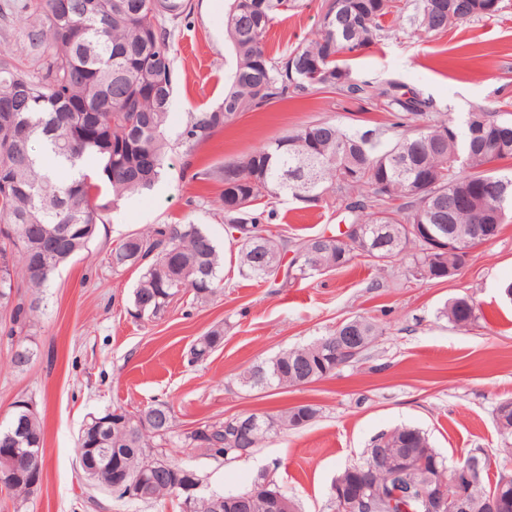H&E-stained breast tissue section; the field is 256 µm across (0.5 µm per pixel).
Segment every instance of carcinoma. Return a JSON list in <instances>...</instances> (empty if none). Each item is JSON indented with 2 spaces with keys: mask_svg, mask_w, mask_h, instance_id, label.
I'll use <instances>...</instances> for the list:
<instances>
[{
  "mask_svg": "<svg viewBox=\"0 0 512 512\" xmlns=\"http://www.w3.org/2000/svg\"><path fill=\"white\" fill-rule=\"evenodd\" d=\"M26 0L21 6L28 22L25 39L41 59V73L8 62L0 64V301L9 300L22 282L37 295L58 268L83 251L106 223L121 199L151 189L162 177L169 142L166 126L174 93V68L169 50L171 30L162 19H186L192 0ZM225 34L230 67L224 98L214 109L189 113L181 133L188 147L253 112L288 98L318 90L353 95L366 89L350 82L348 61L359 55L392 25L415 34L439 35L474 18L493 16L501 0H454L458 19L437 8L438 0H345L336 11L324 0L318 34L277 57L264 44L270 26L300 0H225ZM373 106L395 114L394 141L384 143L366 132L345 129L330 121L300 126L264 143L218 171L223 184L218 197L228 232L247 224L252 230L238 239L242 275L260 282L277 280L281 260L293 253V272H285L280 287L315 272L346 267L356 257L384 268L409 259L408 271L418 279L457 275L465 255L436 251L429 236L444 241L457 234L472 249L495 238L512 219V176L499 173L496 163L512 159V121L492 109L479 108L459 125L417 94L383 90L369 96ZM93 171H86L88 161ZM314 196L312 204L343 209L349 223L382 228L387 247L366 242L334 243L318 234L290 248L292 240L265 228L266 206ZM464 196L471 205L448 210V198ZM480 211L489 238L465 235ZM266 237H261V234ZM112 269L137 266L141 276L133 293L135 316L157 318L179 295L191 293L202 304L224 288V248L202 225L160 224L128 235L112 249ZM469 296L453 299L443 316L465 329L476 319ZM331 332L311 345L285 351L245 372L250 387L288 388L303 385L314 373L318 381L336 369L325 361L323 347ZM224 341V329L214 328L192 347V359L207 357ZM127 415L121 407L112 416L90 418L78 438L79 463L99 469L94 484L108 491L125 478L129 463L150 467L155 448H207L206 455L235 459L237 448L255 449L265 439L294 429L295 419L312 421L316 409L296 405L266 414L276 427L236 434L229 420L177 430L171 408L156 402L137 412L148 426L132 421L119 429L114 422ZM44 430L37 412L25 406L0 425V476L16 475L6 490L12 498L35 492L28 481L41 469ZM375 448H428L425 434L400 427L378 437ZM373 452L345 468L340 478L368 485L374 501L385 508L397 486L409 491L412 512H418V489L429 480L450 482L464 462L438 456L437 469L417 468L403 476L370 469ZM155 476L151 490L139 501L157 502L179 492L181 465ZM508 496L512 512V474L499 472L473 487L481 501L490 493Z\"/></svg>",
  "mask_w": 512,
  "mask_h": 512,
  "instance_id": "carcinoma-1",
  "label": "carcinoma"
}]
</instances>
